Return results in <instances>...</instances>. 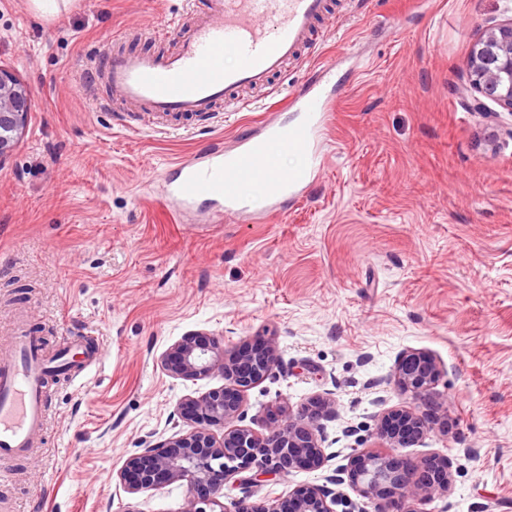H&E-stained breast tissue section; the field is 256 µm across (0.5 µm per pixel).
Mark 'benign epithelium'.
<instances>
[{
    "label": "benign epithelium",
    "mask_w": 512,
    "mask_h": 512,
    "mask_svg": "<svg viewBox=\"0 0 512 512\" xmlns=\"http://www.w3.org/2000/svg\"><path fill=\"white\" fill-rule=\"evenodd\" d=\"M462 70L463 83L454 87L462 107L498 122L500 113L488 102L512 115V17L486 26L473 43ZM31 110L28 87L12 73L0 69V163L23 136ZM278 347L269 340L226 349L213 337L189 334L173 344L161 365L170 375L197 380L220 373L224 384L178 407L179 417L195 424L187 434H174L147 443L132 454L119 474L129 493L180 482L187 488L184 512L233 511L224 503L227 483H256L294 468H323L332 456L321 446V421L336 417V397L330 392L312 397L297 413H284L257 434L237 426L244 393L276 367ZM440 376L435 361L407 351L398 359L395 385L422 400L424 410L393 409L378 418L375 434L387 453L359 451L352 456L351 483L374 505V512H422L420 507L437 494H446L451 480L448 459L433 455L419 461L399 458L406 448L429 433L448 428V419L436 415L438 403L429 398ZM223 430L217 435L215 430ZM340 495L325 485L299 487L286 500L251 507L252 512H336Z\"/></svg>",
    "instance_id": "benign-epithelium-1"
}]
</instances>
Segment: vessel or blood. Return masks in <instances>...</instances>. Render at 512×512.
<instances>
[{"mask_svg": "<svg viewBox=\"0 0 512 512\" xmlns=\"http://www.w3.org/2000/svg\"><path fill=\"white\" fill-rule=\"evenodd\" d=\"M326 0H208L204 14H191L174 50L155 55H106L91 66L89 81H105L123 105L164 119L210 114L227 101L245 109L239 93L272 89L289 61L306 60L305 48ZM237 62L228 67L225 54ZM310 86L291 92L282 109L294 120L270 116L260 129L231 148L214 145L207 153L176 160L165 177L163 204L175 219L208 204L215 213L245 224H265L285 211L310 186L323 160L322 143L334 110L335 62L319 67ZM301 155L295 168L280 165L284 154ZM10 359H0V463L31 453L48 400L50 370L77 379L104 357L101 346L64 348L46 358L38 337L16 324Z\"/></svg>", "mask_w": 512, "mask_h": 512, "instance_id": "obj_1", "label": "vessel or blood"}]
</instances>
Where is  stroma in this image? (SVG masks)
<instances>
[{"label": "stroma", "mask_w": 512, "mask_h": 512, "mask_svg": "<svg viewBox=\"0 0 512 512\" xmlns=\"http://www.w3.org/2000/svg\"><path fill=\"white\" fill-rule=\"evenodd\" d=\"M313 54L335 60L336 110L324 164L306 194L265 224L159 203L176 159L255 131L265 91L198 132L77 87L87 66L124 47L159 53L205 0H0V68L28 86L25 135L0 164V355L24 313L47 351L93 341L101 365L76 385L48 383L45 430L0 477V512H182L174 482L135 494L118 480L143 440L188 433L185 399L221 386L161 367L190 333L275 340L279 364L249 389L238 423L263 433L282 410L334 392L326 451L346 466L378 449L382 413L420 411L393 376L401 353L431 355L447 431L400 449L446 456L452 486L425 512H512V116L495 142L452 87L474 39L512 17V0H327ZM297 468L226 486L255 505L324 484Z\"/></svg>", "instance_id": "obj_1"}]
</instances>
